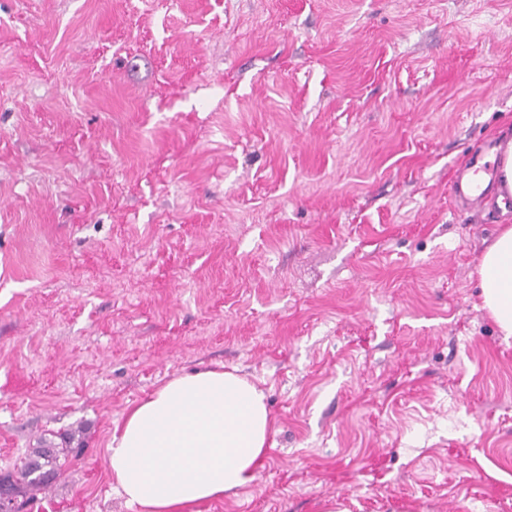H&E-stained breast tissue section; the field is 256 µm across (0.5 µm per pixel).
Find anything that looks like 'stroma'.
I'll return each instance as SVG.
<instances>
[{"label":"stroma","instance_id":"1","mask_svg":"<svg viewBox=\"0 0 512 512\" xmlns=\"http://www.w3.org/2000/svg\"><path fill=\"white\" fill-rule=\"evenodd\" d=\"M512 123V0H0V474L135 512L106 445L224 367L272 429L200 512H512L498 222L456 172ZM498 199L503 224L497 238L484 251L480 264L483 308L503 336H512V210Z\"/></svg>","mask_w":512,"mask_h":512}]
</instances>
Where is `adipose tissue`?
<instances>
[{
	"instance_id": "adipose-tissue-1",
	"label": "adipose tissue",
	"mask_w": 512,
	"mask_h": 512,
	"mask_svg": "<svg viewBox=\"0 0 512 512\" xmlns=\"http://www.w3.org/2000/svg\"><path fill=\"white\" fill-rule=\"evenodd\" d=\"M484 251L482 302L512 336V210ZM264 396L221 369L177 375L131 406L107 445L112 485L137 512H196L250 485L268 453Z\"/></svg>"
}]
</instances>
